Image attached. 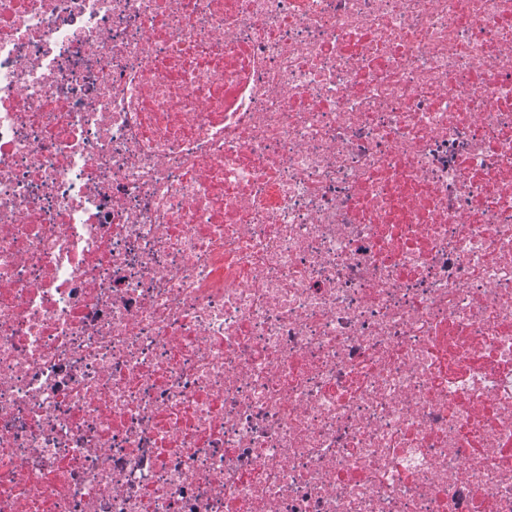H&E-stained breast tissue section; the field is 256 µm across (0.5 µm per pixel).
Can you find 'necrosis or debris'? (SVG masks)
<instances>
[{"label": "necrosis or debris", "mask_w": 512, "mask_h": 512, "mask_svg": "<svg viewBox=\"0 0 512 512\" xmlns=\"http://www.w3.org/2000/svg\"><path fill=\"white\" fill-rule=\"evenodd\" d=\"M0 512H512V0H0Z\"/></svg>", "instance_id": "necrosis-or-debris-1"}]
</instances>
